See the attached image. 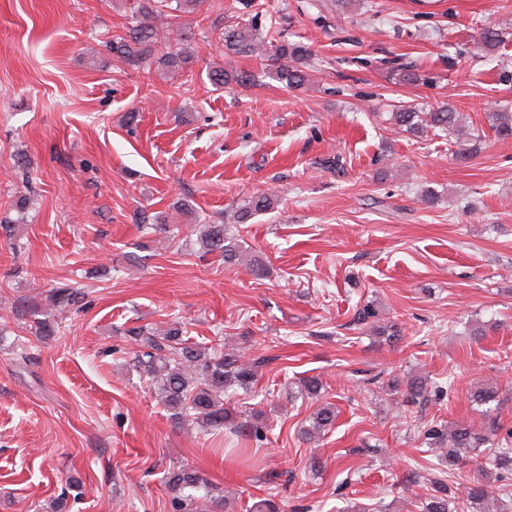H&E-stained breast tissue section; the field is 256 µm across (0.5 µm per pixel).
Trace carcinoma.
Returning <instances> with one entry per match:
<instances>
[{"instance_id":"1","label":"carcinoma","mask_w":512,"mask_h":512,"mask_svg":"<svg viewBox=\"0 0 512 512\" xmlns=\"http://www.w3.org/2000/svg\"><path fill=\"white\" fill-rule=\"evenodd\" d=\"M203 0H141L132 14V24L122 34L112 36L108 47L119 62L138 68L154 55V47L161 38H172L176 48L158 58V64L170 70H182L193 63L197 54L188 42L191 34L179 25L181 15L194 12ZM505 38V33L484 28L480 33L481 44L488 51L494 50ZM218 41L224 49L236 55H265L270 68L265 75L289 86H301L307 80L304 66L312 57L311 48L301 42L269 41L259 32L255 21L237 22L220 28ZM211 85L223 87L230 84L245 86L254 81V75L246 71H229L213 66L207 71ZM486 119L495 138H512V110L497 108L487 113ZM395 125L415 135L428 130L448 135L454 144L467 141L466 147L456 151V156L467 159L477 151L482 142L479 134L466 135L460 124V114L449 106L429 112H418L408 106L392 113ZM278 206L277 195L256 192L247 196L233 214L235 223L244 225L253 218L268 214ZM199 252L216 257L226 265L240 262L244 254L237 237L230 233L226 224H202L198 231ZM83 300L79 289L67 284L51 289L48 307L40 312L38 330L42 336H51L58 331L64 314L77 311ZM127 335L137 347L135 360L151 382L158 401L175 420L190 419L205 432L229 428L231 432L246 440L260 441L264 437L261 415L257 412L239 415L231 407L233 399L252 391L257 382V370L263 359L243 360L226 354L214 346L192 340L184 334L178 323L158 331L149 326L133 327ZM390 391L402 396V401L412 406L423 407L442 396L445 387L422 377L387 381ZM322 380L317 376L301 379L299 393L320 402L310 415L309 425L303 427L302 437L314 442L333 429L336 422L335 404L322 400ZM473 402L480 406L497 399L492 387L478 386L471 394ZM419 433L425 443L436 448L447 449L445 461L448 477L459 478L464 459L475 465L476 477L463 485L459 512H490L488 505L507 495L512 490V427L497 442V448L488 455L487 461L479 460L480 450L489 435L471 424H457L448 428L434 422H423ZM497 474L488 478L487 466ZM166 485L173 493V512H206L213 504L209 492L205 491V480L193 469L180 467L168 472ZM423 512H453L448 499V484L441 479L433 481V493L423 506Z\"/></svg>"}]
</instances>
